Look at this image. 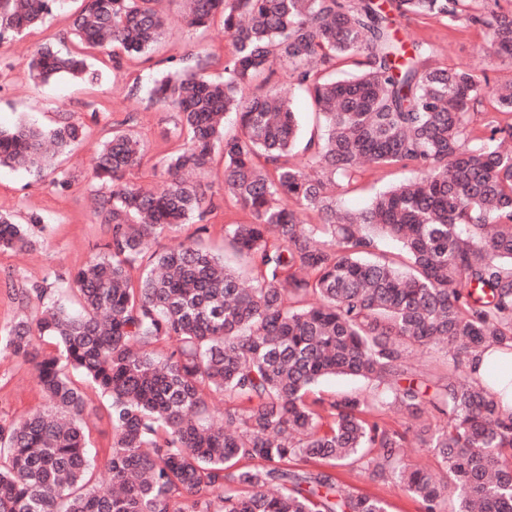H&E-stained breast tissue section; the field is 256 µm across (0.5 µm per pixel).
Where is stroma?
<instances>
[{
  "label": "stroma",
  "instance_id": "35a3bbf8",
  "mask_svg": "<svg viewBox=\"0 0 512 512\" xmlns=\"http://www.w3.org/2000/svg\"><path fill=\"white\" fill-rule=\"evenodd\" d=\"M82 0H62L42 26L22 33H0V128L9 129L21 122L43 130L55 128L63 113L83 127L82 139L57 155L51 168L34 173L25 168L0 167V212L15 223H29L31 216L42 222L33 231L36 244L27 251H0V326L24 317H34L38 300L22 304L20 291L42 285L56 291L64 303H71L68 291L71 276L98 252L111 237L110 225L94 214L90 198L99 191L91 177L93 159L102 142L114 128L137 132L145 145L142 164L130 171L128 183L149 187L162 179L156 165L162 151L176 146L175 112L149 105L145 91L152 80L171 70L173 62L197 52L224 54L228 38L221 21L205 29L184 26L177 19L181 9L174 0L169 9L172 21L160 41L141 56H123L120 68L104 65V53L96 82H77L57 78L42 83L29 70L32 55L45 42L60 50L75 51L79 45L71 35L74 12ZM399 36L405 40L424 41L439 52L448 66L472 69L488 79L489 88L512 81V63L489 57V37L479 26L462 27L445 18L421 19L414 16L395 20ZM256 88L286 94L298 114L302 139H309L318 124L308 95L295 89L284 68H276L270 80H257ZM67 175L69 187L56 185L59 175ZM409 168L367 165L360 169L355 182L340 193L343 206L361 209L369 205L379 191L413 178ZM204 178L214 192L216 208L209 217L210 232L203 243L214 251L224 249V227L250 222L251 216L224 193V161L215 157ZM31 368L13 359L0 358V419L12 421L45 407ZM340 483L351 490L380 498L388 512H418L419 505L392 482L368 479L359 470L340 468Z\"/></svg>",
  "mask_w": 512,
  "mask_h": 512
}]
</instances>
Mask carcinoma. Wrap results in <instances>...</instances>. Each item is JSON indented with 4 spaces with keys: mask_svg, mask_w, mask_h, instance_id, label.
<instances>
[{
    "mask_svg": "<svg viewBox=\"0 0 512 512\" xmlns=\"http://www.w3.org/2000/svg\"><path fill=\"white\" fill-rule=\"evenodd\" d=\"M58 2L0 0V31L36 27ZM463 2L183 0L185 26L221 19L224 80L201 75L211 53L154 80L149 101L178 114L181 144L157 161L167 178L149 191L128 184L142 145L113 130L93 164L108 188L94 211L112 237L72 276L79 311L37 285L25 294L42 303L40 316L0 328V354L30 365L48 401L0 423V512H387L342 487L340 467L396 481L421 512H512V406L495 390L512 384V152L502 149L512 123L471 126L480 77L393 31L397 15L478 25L492 54L511 61L512 6L494 0L474 13ZM167 24L157 0H85L71 33L88 48H114L117 65L115 49L142 54ZM349 60L363 70L331 78ZM276 65L321 118L303 163L290 99L251 91ZM30 70L42 82L97 80L83 54L50 45ZM494 98L512 114L511 84ZM81 134L73 121L0 130V165L41 171ZM218 149L224 193L252 217L224 225L246 281L201 243L215 205L200 174ZM363 163L418 176L349 210L336 187ZM310 213L319 223L304 220ZM193 221L197 238L145 256L150 240ZM377 236L399 243L402 260L368 259ZM32 237L30 225L0 214L1 251ZM487 343L499 356L481 379L469 363ZM415 347L447 350L432 393L406 364ZM336 375L369 391H314ZM87 386L112 425L108 494L93 486ZM215 394L222 425L210 419ZM390 412L411 426L389 427L381 416ZM412 430L439 472L404 461Z\"/></svg>",
    "mask_w": 512,
    "mask_h": 512,
    "instance_id": "obj_1",
    "label": "carcinoma"
}]
</instances>
